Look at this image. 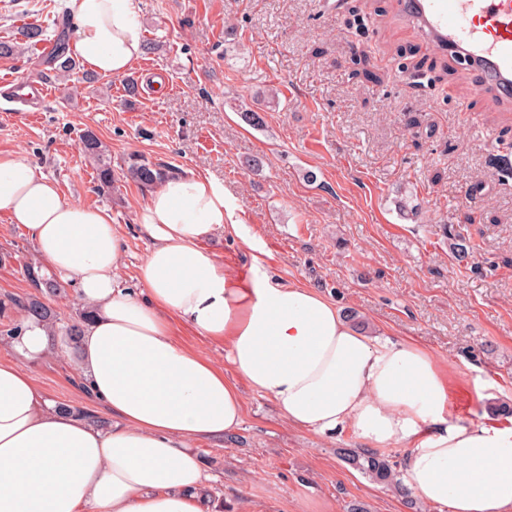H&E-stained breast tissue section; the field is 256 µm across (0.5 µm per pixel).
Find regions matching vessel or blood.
<instances>
[{
  "label": "vessel or blood",
  "mask_w": 512,
  "mask_h": 512,
  "mask_svg": "<svg viewBox=\"0 0 512 512\" xmlns=\"http://www.w3.org/2000/svg\"><path fill=\"white\" fill-rule=\"evenodd\" d=\"M406 16L432 43L461 59L481 87L512 100V0H402ZM13 102L45 99L46 84L14 77Z\"/></svg>",
  "instance_id": "b4317fda"
}]
</instances>
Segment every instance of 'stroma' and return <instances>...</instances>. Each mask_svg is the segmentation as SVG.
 <instances>
[{
  "mask_svg": "<svg viewBox=\"0 0 512 512\" xmlns=\"http://www.w3.org/2000/svg\"><path fill=\"white\" fill-rule=\"evenodd\" d=\"M145 40L157 43L127 77L60 78L39 47L0 57V80L41 81L38 112L0 111V155L24 154L70 201L104 207L123 242L117 274L139 285L153 244L137 222L148 188L126 178L129 155L176 172L199 170L232 195L238 233L206 245L241 275L261 267L353 310L369 338L422 344L466 383L454 416L480 423L512 405V104L480 88L455 55L430 44L400 0H140ZM64 0H0V40L37 26L70 46ZM275 95L261 127L240 109ZM105 145L113 188L97 189L80 150ZM263 167L248 170L246 159ZM455 235L473 262L453 257ZM24 229L0 212V298L34 288L39 263ZM79 353L52 337L28 368L52 404L107 411L83 390ZM240 427L198 443L223 512H435L347 463L369 446L352 431L300 433L272 402L244 390Z\"/></svg>",
  "mask_w": 512,
  "mask_h": 512,
  "instance_id": "1",
  "label": "stroma"
}]
</instances>
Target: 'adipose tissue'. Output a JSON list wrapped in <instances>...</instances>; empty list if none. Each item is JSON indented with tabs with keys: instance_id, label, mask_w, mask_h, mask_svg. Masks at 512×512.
I'll return each mask as SVG.
<instances>
[{
	"instance_id": "adipose-tissue-1",
	"label": "adipose tissue",
	"mask_w": 512,
	"mask_h": 512,
	"mask_svg": "<svg viewBox=\"0 0 512 512\" xmlns=\"http://www.w3.org/2000/svg\"><path fill=\"white\" fill-rule=\"evenodd\" d=\"M68 7L83 62L129 73L144 52L137 0ZM0 211L94 309L78 366L113 418L100 428L47 401L25 364L49 332L24 319L0 359V512H216L192 447L241 425L244 385L292 428L404 448L410 489L441 512H512V425L454 417L456 381L419 344L369 340L314 289L229 271L204 245L238 228L222 182L188 171L150 190L137 288L114 276L123 240L107 209L64 199L23 154L0 156ZM177 324L224 342L232 374L178 343Z\"/></svg>"
}]
</instances>
